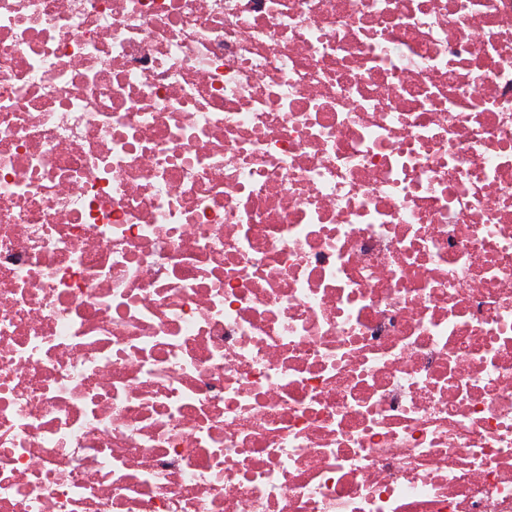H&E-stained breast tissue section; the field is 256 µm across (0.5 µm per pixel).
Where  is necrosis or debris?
<instances>
[{
	"mask_svg": "<svg viewBox=\"0 0 512 512\" xmlns=\"http://www.w3.org/2000/svg\"><path fill=\"white\" fill-rule=\"evenodd\" d=\"M0 512H512V0H0Z\"/></svg>",
	"mask_w": 512,
	"mask_h": 512,
	"instance_id": "necrosis-or-debris-1",
	"label": "necrosis or debris"
}]
</instances>
